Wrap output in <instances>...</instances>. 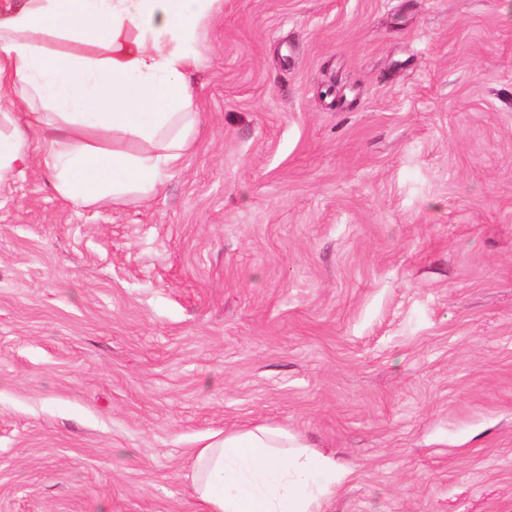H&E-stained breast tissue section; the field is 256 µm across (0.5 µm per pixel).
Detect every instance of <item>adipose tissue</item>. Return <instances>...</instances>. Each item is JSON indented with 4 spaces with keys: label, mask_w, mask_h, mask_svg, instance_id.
<instances>
[{
    "label": "adipose tissue",
    "mask_w": 512,
    "mask_h": 512,
    "mask_svg": "<svg viewBox=\"0 0 512 512\" xmlns=\"http://www.w3.org/2000/svg\"><path fill=\"white\" fill-rule=\"evenodd\" d=\"M217 2L0 0V180L30 158L11 113L21 107L61 199L86 207L157 194L199 123L191 77ZM49 38L104 54H55ZM346 476L273 428L214 435L189 474L203 512H324Z\"/></svg>",
    "instance_id": "adipose-tissue-1"
}]
</instances>
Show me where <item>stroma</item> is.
<instances>
[{"mask_svg": "<svg viewBox=\"0 0 512 512\" xmlns=\"http://www.w3.org/2000/svg\"><path fill=\"white\" fill-rule=\"evenodd\" d=\"M162 190L0 182V512H200L287 430L327 512H512V0H222ZM308 448L281 429L219 433L188 477L203 512H324L348 473Z\"/></svg>", "mask_w": 512, "mask_h": 512, "instance_id": "obj_1", "label": "stroma"}]
</instances>
